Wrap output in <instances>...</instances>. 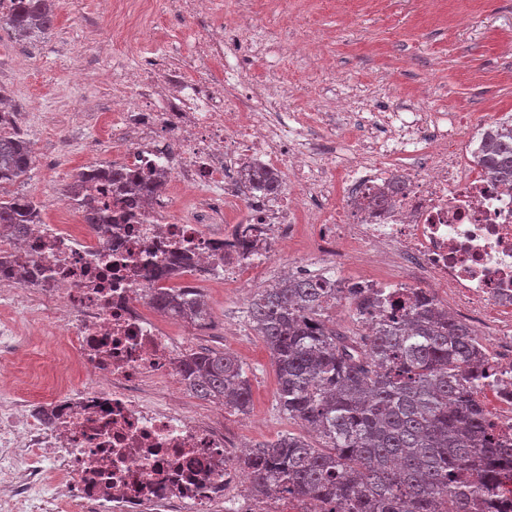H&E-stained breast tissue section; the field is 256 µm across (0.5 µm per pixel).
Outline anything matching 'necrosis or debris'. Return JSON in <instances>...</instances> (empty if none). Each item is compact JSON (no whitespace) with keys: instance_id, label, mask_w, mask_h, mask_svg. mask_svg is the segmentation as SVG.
<instances>
[{"instance_id":"4bbe7bcc","label":"necrosis or debris","mask_w":512,"mask_h":512,"mask_svg":"<svg viewBox=\"0 0 512 512\" xmlns=\"http://www.w3.org/2000/svg\"><path fill=\"white\" fill-rule=\"evenodd\" d=\"M153 0H112V58L139 39L133 13ZM112 98L121 168L166 172L172 192L115 197L105 175L87 192L110 207L107 230L43 221L0 233V288L33 304L27 318L58 337L49 368L0 395V512H324L273 491L249 494L238 436L181 399L182 355L149 311L163 281L148 272L184 258L196 278L261 286L269 268L302 275L290 256L305 230L326 279L402 300L419 283L451 294L459 316L489 324L485 381L498 432L512 438V186L462 144L466 120L421 136L424 112H387L384 137L313 140L302 113L281 116L278 91L224 79V38L195 39L175 62L146 57ZM261 165L281 193L244 177ZM399 267L398 277H343L349 263Z\"/></svg>"}]
</instances>
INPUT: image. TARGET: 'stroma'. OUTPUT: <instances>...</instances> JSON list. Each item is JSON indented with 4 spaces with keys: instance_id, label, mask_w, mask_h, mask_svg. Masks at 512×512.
I'll return each mask as SVG.
<instances>
[{
    "instance_id": "obj_1",
    "label": "stroma",
    "mask_w": 512,
    "mask_h": 512,
    "mask_svg": "<svg viewBox=\"0 0 512 512\" xmlns=\"http://www.w3.org/2000/svg\"><path fill=\"white\" fill-rule=\"evenodd\" d=\"M148 39L126 50L120 67H135L148 52L185 53L191 37L224 30V76L241 84L291 86L285 112H324L331 99L376 112L380 100L404 111L425 96L427 111L445 117L469 113L468 134L484 117L512 116V0H442L426 20L417 0H216L206 15L183 14L177 0H157L145 17ZM112 35V15L100 0H60L53 27L28 38L0 27V87L32 144L36 166L9 186L56 219L52 203L71 175L112 160L103 121L112 110L101 46ZM210 307L205 327L182 321L171 331L188 351H229L247 370L252 402L247 411L190 396V405L242 430L250 443L283 434L322 442L278 405L273 356L244 318L254 294L249 278L200 287Z\"/></svg>"
}]
</instances>
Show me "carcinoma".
Here are the masks:
<instances>
[{"instance_id":"carcinoma-1","label":"carcinoma","mask_w":512,"mask_h":512,"mask_svg":"<svg viewBox=\"0 0 512 512\" xmlns=\"http://www.w3.org/2000/svg\"><path fill=\"white\" fill-rule=\"evenodd\" d=\"M59 0H13L0 17L16 34L45 32ZM477 163L512 185V119L482 137ZM36 156L19 133L0 134V188L29 176ZM114 185L148 197L163 183L143 182L109 169ZM83 174L68 195L84 223L100 229L106 212L79 201ZM28 196L0 198V229L20 236L40 222ZM347 299L360 323L381 301L360 288L342 296L321 276L259 289L246 319L274 358L281 410L315 431V448L288 434L258 442L242 464L252 490L274 488L308 497L332 512H478L512 474V443L500 438L476 397L486 378L484 349L475 330L448 317L421 289L412 304L382 315L369 334L350 336L329 324L327 311ZM151 304L198 325L207 321L196 288L157 290ZM198 396L243 412L251 391L244 368L230 352L208 350L182 360Z\"/></svg>"}]
</instances>
